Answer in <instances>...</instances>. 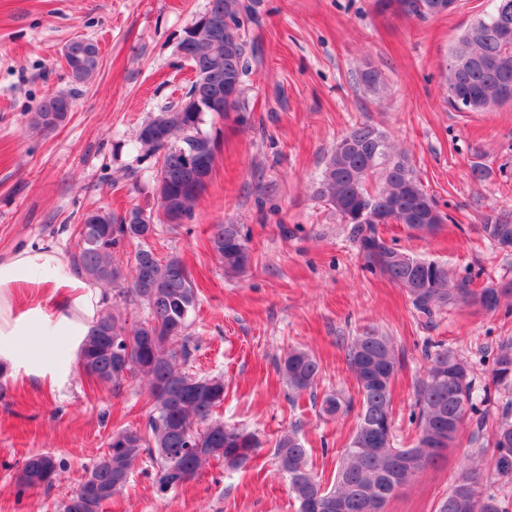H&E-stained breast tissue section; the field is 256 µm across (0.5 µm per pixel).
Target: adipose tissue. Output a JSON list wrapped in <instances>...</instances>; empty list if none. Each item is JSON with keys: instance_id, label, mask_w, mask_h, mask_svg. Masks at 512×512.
<instances>
[{"instance_id": "1", "label": "adipose tissue", "mask_w": 512, "mask_h": 512, "mask_svg": "<svg viewBox=\"0 0 512 512\" xmlns=\"http://www.w3.org/2000/svg\"><path fill=\"white\" fill-rule=\"evenodd\" d=\"M46 292L49 305L20 307V291ZM103 306L100 290L78 276L63 253L50 244L29 245L0 262V363L22 364L26 374L56 380L79 358L89 327ZM17 336H59L63 342L53 360L34 359L31 347L13 345Z\"/></svg>"}]
</instances>
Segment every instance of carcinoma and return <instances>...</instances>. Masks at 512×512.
<instances>
[{
    "label": "carcinoma",
    "instance_id": "obj_1",
    "mask_svg": "<svg viewBox=\"0 0 512 512\" xmlns=\"http://www.w3.org/2000/svg\"><path fill=\"white\" fill-rule=\"evenodd\" d=\"M381 5L426 19L434 15L431 0H380ZM207 12L220 23L199 32L188 63L195 70L213 75L212 82L191 86L203 98L235 94L224 112H244L243 78L249 70L247 21L254 9L243 0H209ZM469 48L476 60L448 70V103L467 112H486L512 101V0H495L493 11L478 19L451 47ZM64 57L70 77L77 84L91 81L99 67L98 47L86 39L67 44ZM68 93L42 99L32 116V126L53 130L67 117ZM203 115L184 112L174 104L164 114L143 123L137 140L156 156L157 174L165 184L167 203L157 202L167 223L172 215L188 220L192 205L205 185L199 172L188 165L178 144L182 143L216 160L215 141L202 132ZM317 194L349 225L366 266L377 270L404 289L415 309L429 317L448 306L475 307L494 312L512 298V282L497 288H469L466 280L454 282L448 269L434 261L413 256L397 259L398 250L388 246L377 224L367 219L370 211L385 209L390 224H403L416 232L414 217L438 210L415 174L407 156L389 157L387 144L376 129L361 123L336 143L326 164ZM132 219L90 210L74 228L79 250L72 263L81 274L108 285L125 278L114 263L115 249L127 239L152 237L155 224L143 210L130 211ZM483 237L492 244L512 248V217L487 214L481 224ZM211 248L229 277L243 273L250 263L246 238L239 225L222 224L211 237ZM131 301L145 303L150 319L130 322L104 310L84 338L79 363L93 381L109 385L115 392L136 375L147 379L153 409L145 429L121 427L112 432L110 454L99 459L79 483L81 503L64 501L60 512H103L112 501L108 490L120 481L127 486L135 464L147 455L153 461V483L176 489L192 480L210 459H222L230 469H241L260 453L256 435L228 426L214 417L224 402V380L193 377L180 362L190 355L187 321L197 305V292L186 266L177 258L159 259L152 249L135 254L130 285L123 291ZM346 364L356 382L360 411L354 434L338 462L331 482L322 480L309 464L310 450L294 431L276 441L274 458L278 470L288 477L298 512H386L402 487L432 466L454 447L465 420L474 429L471 441L479 447L463 456L454 485L438 503L436 512H509L499 488L512 485V400L493 420L480 408L492 389L512 390V340L501 342L491 361L482 388L475 386L472 365L450 348L427 355L428 365L416 381V437L411 448L394 443L392 382L401 360L392 339L374 329L353 338L346 347ZM288 390L300 394L312 388L320 375V364L311 352L296 348L277 365ZM347 408L337 394H327L321 409L336 416ZM201 448L204 457L183 453L187 447ZM492 448L486 452L485 447ZM46 455L28 457L18 477L27 488L50 487L57 466L42 472Z\"/></svg>",
    "mask_w": 512,
    "mask_h": 512
}]
</instances>
